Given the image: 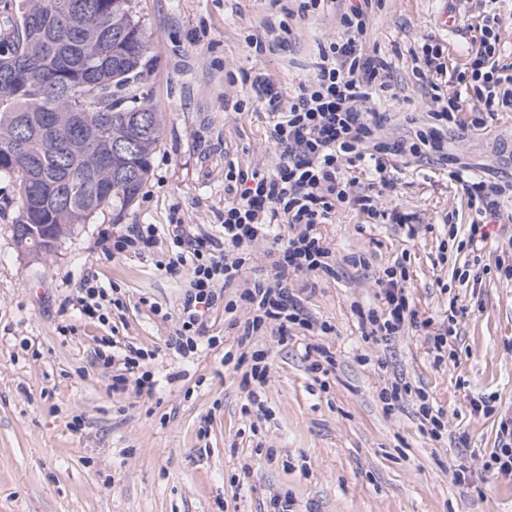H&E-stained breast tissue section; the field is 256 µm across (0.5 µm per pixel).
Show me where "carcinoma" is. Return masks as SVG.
<instances>
[{
  "instance_id": "1",
  "label": "carcinoma",
  "mask_w": 512,
  "mask_h": 512,
  "mask_svg": "<svg viewBox=\"0 0 512 512\" xmlns=\"http://www.w3.org/2000/svg\"><path fill=\"white\" fill-rule=\"evenodd\" d=\"M0 0V144L19 125L27 143L0 160V176L17 185L15 223L51 224L60 240L107 207H127L149 178L162 136V113L145 90L151 46L131 0ZM81 94H69L74 85ZM154 121L135 122L139 111ZM112 114L109 126L100 113ZM131 153H109L118 141ZM36 170L40 179L31 182ZM86 185L68 209L57 201L70 180Z\"/></svg>"
}]
</instances>
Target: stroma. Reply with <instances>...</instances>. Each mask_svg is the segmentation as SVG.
I'll list each match as a JSON object with an SVG mask.
<instances>
[{"mask_svg":"<svg viewBox=\"0 0 512 512\" xmlns=\"http://www.w3.org/2000/svg\"><path fill=\"white\" fill-rule=\"evenodd\" d=\"M153 47L146 76L165 118L148 180L128 207L105 208L75 225L52 256L17 248L11 224L18 199L0 178V512H269L272 496L296 512H512V478L485 473L501 415L512 416V279L495 263L512 249V201L489 218L476 250L456 251L446 227L467 230L475 212L448 180V158L394 161L392 183L373 185L367 168L348 170L354 189L379 210L413 216L415 235L339 208L321 225L336 259L331 276L301 273L288 290L316 321L333 325L321 342L336 370L326 382L309 372V337L279 343L276 331L250 347L267 354L268 376L251 407L242 370L224 360L237 349V328L216 305L193 360L167 345L177 327L185 278L166 273L173 217L221 236L224 174L229 167L275 170L271 109L249 79L261 73L283 98L314 75L320 44L341 33L327 9L283 16L270 0H131ZM447 7L449 31L434 13ZM480 0H373L364 46L383 57L393 96L373 101L390 137L430 123L439 98L455 90L449 73L478 49ZM286 21L275 51L256 54L247 36L266 37ZM442 49L446 75L422 72L421 47ZM448 157L494 182L512 181V111L486 126L449 133ZM132 224L156 227L153 248L107 258L108 239ZM478 262L481 277L460 286L455 271ZM420 319L386 345L363 343L356 306L380 303L376 282L395 263ZM115 287L120 299L107 325L76 307L85 278ZM464 313L449 345L454 358L435 363L427 340L446 325L449 298ZM75 331L62 335L64 325ZM153 352V395L112 391L118 368L95 354L101 338ZM403 376L425 388L445 423L435 442L422 433L418 408L405 400L384 412L379 393ZM496 396V411L474 414L471 401ZM467 469L473 482H456Z\"/></svg>","mask_w":512,"mask_h":512,"instance_id":"obj_1","label":"stroma"}]
</instances>
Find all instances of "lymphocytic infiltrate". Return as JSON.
Masks as SVG:
<instances>
[{
  "instance_id": "obj_1",
  "label": "lymphocytic infiltrate",
  "mask_w": 512,
  "mask_h": 512,
  "mask_svg": "<svg viewBox=\"0 0 512 512\" xmlns=\"http://www.w3.org/2000/svg\"><path fill=\"white\" fill-rule=\"evenodd\" d=\"M366 16L359 5L342 14L340 37L320 45L313 78L287 107H279V94L263 74L254 75L252 87L268 96L274 108L270 137L280 151V162L271 172L232 168L225 174L223 241L187 230L175 236V250L165 270L188 275L178 327L169 340L180 356L197 353L205 333L203 311L213 307L223 287L239 280L252 245L268 240L275 226L286 224L293 233L280 244L273 276L255 279L238 300L225 304L224 311L235 314L242 303L250 309L239 327L238 348L248 347L252 336L268 326H277L284 337L297 325L316 338L306 348L309 371L323 377L334 373L332 352L317 342L318 337L332 333V325L308 318L299 301L289 295L286 282L298 273H333L335 255L318 227L332 223L338 208L353 207L373 219L382 216L372 196L352 193L347 167L371 164L376 183L386 186L390 161L444 152L448 126L460 122L463 93H472L477 102L474 124H485L499 110H512V67L499 64L497 26L488 23L482 27L480 49L470 56L466 71L456 76L462 93L449 96L446 106L432 113L431 124L414 136H386L381 114L363 107L389 89L385 62L364 48ZM449 177L460 183L478 215L467 238L468 243H476L482 216L496 214L504 189L481 177L465 178L459 171L450 172ZM378 286L381 308L357 310L361 338L371 344L389 341L418 324L403 279L392 274ZM151 359L148 351L132 346L125 355L103 357L105 365L122 364L118 386L149 395L156 388Z\"/></svg>"
}]
</instances>
